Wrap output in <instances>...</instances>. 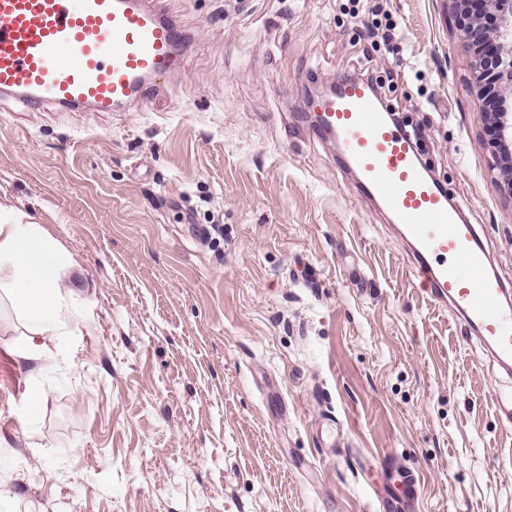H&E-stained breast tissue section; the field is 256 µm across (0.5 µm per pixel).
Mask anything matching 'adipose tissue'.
Returning <instances> with one entry per match:
<instances>
[{
	"label": "adipose tissue",
	"instance_id": "ef3b65f1",
	"mask_svg": "<svg viewBox=\"0 0 512 512\" xmlns=\"http://www.w3.org/2000/svg\"><path fill=\"white\" fill-rule=\"evenodd\" d=\"M75 263L31 216L0 203V293L11 301L27 332L11 345L13 355L43 358V337L56 335L70 321L60 273Z\"/></svg>",
	"mask_w": 512,
	"mask_h": 512
}]
</instances>
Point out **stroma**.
Segmentation results:
<instances>
[{
  "instance_id": "stroma-1",
  "label": "stroma",
  "mask_w": 512,
  "mask_h": 512,
  "mask_svg": "<svg viewBox=\"0 0 512 512\" xmlns=\"http://www.w3.org/2000/svg\"><path fill=\"white\" fill-rule=\"evenodd\" d=\"M167 3L193 41L148 98L0 93V199L81 273L46 359L0 300V512H512V375L304 115L368 66L512 298L446 0H383L391 45L350 0ZM377 19L372 18L371 22L367 19H363V26L365 28V34L372 43H383L385 45L392 43L396 38L397 24L393 20L386 19L385 24L382 25L376 21Z\"/></svg>"
}]
</instances>
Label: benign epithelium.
Here are the masks:
<instances>
[{"mask_svg":"<svg viewBox=\"0 0 512 512\" xmlns=\"http://www.w3.org/2000/svg\"><path fill=\"white\" fill-rule=\"evenodd\" d=\"M460 46L471 59L469 90L486 99L485 132L497 190L512 197V0H448ZM495 18L492 28L483 23Z\"/></svg>","mask_w":512,"mask_h":512,"instance_id":"1","label":"benign epithelium"}]
</instances>
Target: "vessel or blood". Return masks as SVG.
<instances>
[{"instance_id": "vessel-or-blood-1", "label": "vessel or blood", "mask_w": 512, "mask_h": 512, "mask_svg": "<svg viewBox=\"0 0 512 512\" xmlns=\"http://www.w3.org/2000/svg\"><path fill=\"white\" fill-rule=\"evenodd\" d=\"M190 38L179 16L144 0H0V92L31 105L109 112L144 96L179 64ZM316 109L343 147L358 187L401 224L432 297L452 302L503 365L512 364V313L474 229L457 221L423 175L410 135L390 124L371 84L341 83Z\"/></svg>"}]
</instances>
